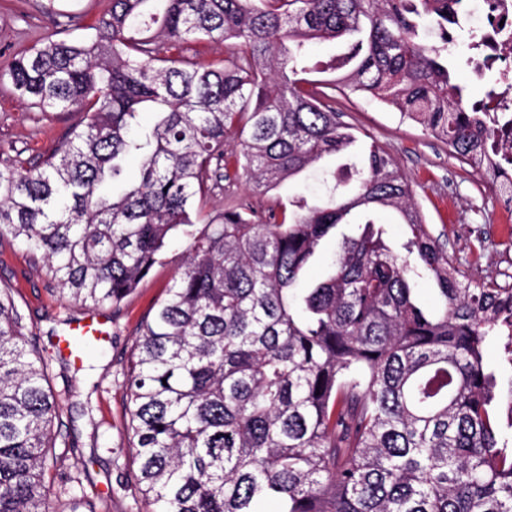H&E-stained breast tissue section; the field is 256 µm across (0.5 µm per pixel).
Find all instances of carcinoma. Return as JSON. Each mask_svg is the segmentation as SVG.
I'll list each match as a JSON object with an SVG mask.
<instances>
[{
  "label": "carcinoma",
  "instance_id": "cac0c4a2",
  "mask_svg": "<svg viewBox=\"0 0 512 512\" xmlns=\"http://www.w3.org/2000/svg\"><path fill=\"white\" fill-rule=\"evenodd\" d=\"M458 0H112L81 39L9 57L19 98L75 121L32 164L0 152V241L40 256L66 302L119 305L171 242L172 285L139 329L123 373L131 472L146 512H512V450L490 411L486 341L512 319L489 276L462 277L427 230L406 176L358 138L336 95L418 112L454 158L484 133L448 67ZM345 50L313 61L315 41ZM230 45L222 64L168 46ZM335 73L325 85L312 73ZM155 115L141 128L140 116ZM257 190L322 159L331 186L290 209L205 212L231 180L224 142ZM136 157L140 177L123 178ZM409 229L406 254L379 214ZM341 225L325 279L302 285ZM429 278L435 311L412 285ZM12 288L0 287V512H46L61 457L48 364L28 349ZM53 512H98L66 478Z\"/></svg>",
  "mask_w": 512,
  "mask_h": 512
}]
</instances>
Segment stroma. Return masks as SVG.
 Instances as JSON below:
<instances>
[{"mask_svg":"<svg viewBox=\"0 0 512 512\" xmlns=\"http://www.w3.org/2000/svg\"><path fill=\"white\" fill-rule=\"evenodd\" d=\"M111 0H0V69L12 50L43 41L58 31L57 14L73 20L67 34L90 36L91 27L110 9ZM344 122L364 141L381 146L410 180L414 201L432 236L468 278L512 276V236L505 221L493 213L491 195L465 164L448 155L446 144L434 140L423 126L400 119L395 110L357 98L338 99ZM71 118L64 112L27 108L8 79H0V147L36 160L65 136ZM321 190L320 181H292L255 191L244 179L222 182L208 199L211 207L228 210L248 200L258 210L281 211L292 195ZM184 256V244L174 240L167 258L156 266L119 308L93 309L105 319L108 334L97 351L81 361H56L51 342L73 313L55 283L24 246L0 242V283L12 284L14 300L24 316V334L41 355L51 358L50 387L60 404L62 429L73 443L75 458L85 460L83 484L108 499V512H143L133 489H121L132 470L126 427L128 414L123 382L125 358L142 320L172 284Z\"/></svg>","mask_w":512,"mask_h":512,"instance_id":"35a3bbf8","label":"stroma"}]
</instances>
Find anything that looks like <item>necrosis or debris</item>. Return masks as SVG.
Returning a JSON list of instances; mask_svg holds the SVG:
<instances>
[{
  "instance_id": "4bbe7bcc",
  "label": "necrosis or debris",
  "mask_w": 512,
  "mask_h": 512,
  "mask_svg": "<svg viewBox=\"0 0 512 512\" xmlns=\"http://www.w3.org/2000/svg\"><path fill=\"white\" fill-rule=\"evenodd\" d=\"M463 2L461 26L448 28V48L458 51L469 78L486 87L470 108L489 133L472 168L483 179H495L496 198L512 215V0ZM461 30L468 35L463 47L457 41Z\"/></svg>"
}]
</instances>
